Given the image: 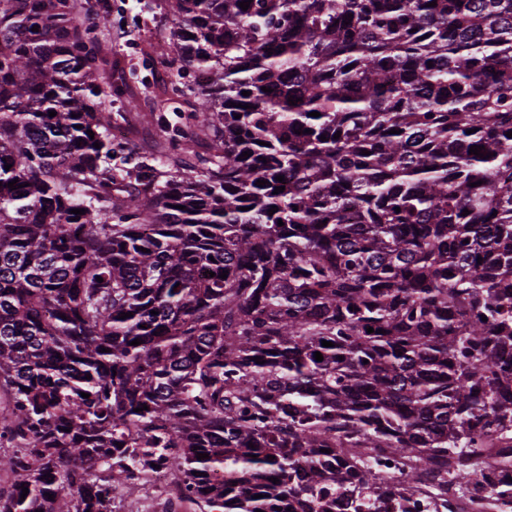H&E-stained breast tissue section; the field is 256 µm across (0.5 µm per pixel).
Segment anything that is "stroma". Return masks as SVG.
Returning a JSON list of instances; mask_svg holds the SVG:
<instances>
[{"label": "stroma", "instance_id": "obj_1", "mask_svg": "<svg viewBox=\"0 0 512 512\" xmlns=\"http://www.w3.org/2000/svg\"><path fill=\"white\" fill-rule=\"evenodd\" d=\"M106 29L112 45V83L124 90L112 99V117L118 124H134L137 134L126 148L135 157L146 158L165 140V124L176 123L178 113L196 109L193 96L170 94L166 74L152 64L153 47L173 42L172 19L165 0H112ZM128 93L136 95L138 111L127 110L124 96ZM160 116L165 119L161 125L156 122Z\"/></svg>", "mask_w": 512, "mask_h": 512}]
</instances>
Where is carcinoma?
I'll list each match as a JSON object with an SVG mask.
<instances>
[{
	"mask_svg": "<svg viewBox=\"0 0 512 512\" xmlns=\"http://www.w3.org/2000/svg\"><path fill=\"white\" fill-rule=\"evenodd\" d=\"M167 2L208 79L132 165L110 0H0V512L511 499L512 0Z\"/></svg>",
	"mask_w": 512,
	"mask_h": 512,
	"instance_id": "obj_1",
	"label": "carcinoma"
}]
</instances>
